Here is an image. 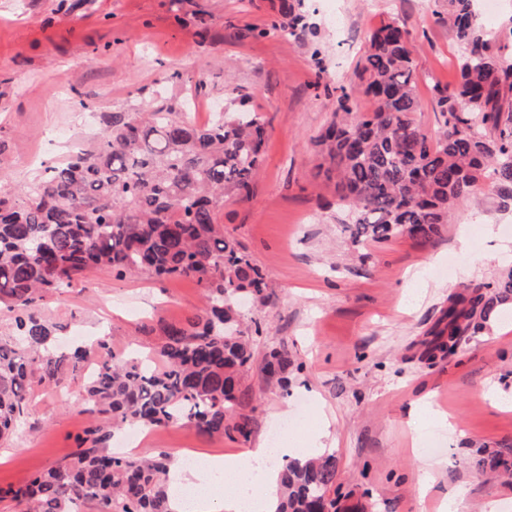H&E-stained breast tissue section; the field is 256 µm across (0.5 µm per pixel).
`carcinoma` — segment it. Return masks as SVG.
<instances>
[{"instance_id":"obj_1","label":"carcinoma","mask_w":512,"mask_h":512,"mask_svg":"<svg viewBox=\"0 0 512 512\" xmlns=\"http://www.w3.org/2000/svg\"><path fill=\"white\" fill-rule=\"evenodd\" d=\"M452 27L465 43L452 85H434L447 129L429 141L418 111L414 45L396 22L370 33L363 63L349 85L336 88V119L316 140L318 173L336 180L343 225L354 243H384L402 235L427 242L449 223L456 201L476 195L487 180L512 194V67H503L476 35L471 0H452ZM372 109L351 116L356 96ZM100 135L45 169L19 194L0 195V306L15 313L16 335L0 337V442L27 411L33 379L58 382L64 372L85 378L82 411L95 419L70 460L0 499L19 512H173L166 486L171 455L134 458L108 451L125 425L162 428L182 422L199 433H250L238 412L253 358L239 298L270 303L268 275L224 235L219 214L233 194L244 198L259 168L266 121L232 99L207 125L168 104L147 112L101 113ZM93 270L117 277L149 273L193 281L204 312L182 323L148 328L160 342L149 363L118 359L106 341L95 374L85 369L96 350H53L57 326L43 319L40 301ZM487 293L450 299L448 330L436 349L455 345L459 321L475 308L485 321L512 302V268L485 285ZM292 358L285 344L266 352L263 371L285 381ZM276 512H338L336 458L289 460L280 475Z\"/></svg>"}]
</instances>
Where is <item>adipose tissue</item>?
Segmentation results:
<instances>
[{"label":"adipose tissue","instance_id":"obj_1","mask_svg":"<svg viewBox=\"0 0 512 512\" xmlns=\"http://www.w3.org/2000/svg\"><path fill=\"white\" fill-rule=\"evenodd\" d=\"M270 453L263 442L228 459L204 452L200 466L191 469L179 457L169 474L193 492L192 512H274L279 483Z\"/></svg>","mask_w":512,"mask_h":512}]
</instances>
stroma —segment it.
I'll return each instance as SVG.
<instances>
[{
	"label": "stroma",
	"instance_id": "35a3bbf8",
	"mask_svg": "<svg viewBox=\"0 0 512 512\" xmlns=\"http://www.w3.org/2000/svg\"><path fill=\"white\" fill-rule=\"evenodd\" d=\"M476 32L512 66V0H495ZM449 0H0V156L9 162L0 191L29 184L44 165L101 130L100 115L188 103L208 121L212 103L246 101L268 122L265 158L245 199L229 197L220 217L269 277L271 303L245 378L248 437L205 436L176 423L143 431L138 457L165 449L233 456L267 438L280 413L299 428L328 422L326 452L336 486L365 512H439L460 497L462 512H512V481L480 450L512 454V310L482 330H461L455 353L427 350L444 324L449 298L478 294L512 264V198L493 182L460 200L441 235L424 243L400 236L352 245L333 184L317 174L313 142L332 122L336 89L361 64L368 33L397 22L416 45L417 123L429 137L444 129L434 83L458 77L464 44L438 21ZM300 17L292 38L260 36L271 22ZM91 111H82V103ZM418 297L401 309L408 278ZM201 291L185 279L147 274L124 279L98 271L44 300L49 322L74 336L107 338L116 356L151 352L157 319L179 323L201 313ZM285 343L294 364L287 384L262 370L270 344ZM69 377L33 383L29 410L0 445V485L20 486L67 459L89 425ZM451 416L437 427L419 410L423 396ZM436 428L440 450L427 498L415 489V459L404 451L410 420Z\"/></svg>",
	"mask_w": 512,
	"mask_h": 512
}]
</instances>
